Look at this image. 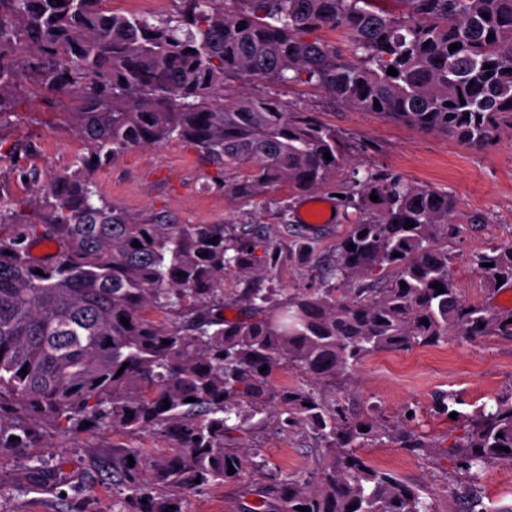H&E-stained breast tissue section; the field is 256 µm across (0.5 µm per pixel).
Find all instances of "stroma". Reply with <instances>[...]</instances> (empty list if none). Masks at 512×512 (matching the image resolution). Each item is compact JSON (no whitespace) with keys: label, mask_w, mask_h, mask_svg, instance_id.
<instances>
[{"label":"stroma","mask_w":512,"mask_h":512,"mask_svg":"<svg viewBox=\"0 0 512 512\" xmlns=\"http://www.w3.org/2000/svg\"><path fill=\"white\" fill-rule=\"evenodd\" d=\"M229 96L274 95L292 115L315 118L356 144L351 167L366 173L388 168L407 180L453 192L458 200L453 222L459 234L448 239L450 272L462 298L512 311V290L488 291L468 265L470 255L493 246L512 245V134L484 151L470 150L438 133H422L406 125L332 102L313 84L269 89L256 84H228ZM14 139L57 140L53 157H37L45 171L61 169L82 151L64 129L47 123L40 109L22 113L8 128ZM190 145L171 141L133 149L97 170L96 180L107 200L128 212L146 216L162 212L177 224H224L248 240L261 242L272 259L248 273L224 278L227 295L246 288L315 289L323 287L336 258V246L356 216L336 204V191H316L315 199L334 201V220L302 224L299 202L281 187L252 200L225 195V179ZM307 240L314 258L297 263L291 250ZM454 395L456 418L440 413L444 395ZM512 394V340L486 336L472 341L448 339L408 352H382L367 357L342 384L339 404L346 415L374 418L389 428L409 427L433 446L417 456L383 436L368 441L361 455L374 468L415 484L434 512H463L458 493L475 484L484 512H512V463H498L479 476L465 472L446 453L454 438L469 429L484 403ZM229 442L265 459L261 470H248L237 482L212 484L185 496V512H244L246 489L270 485L273 479L316 469L314 439L301 427L270 425L260 432H231ZM43 452L46 476L30 470L21 455L0 456V512H130L125 486L112 476L114 446L134 445L149 454L170 453L166 439L132 437L118 431L47 435Z\"/></svg>","instance_id":"stroma-1"}]
</instances>
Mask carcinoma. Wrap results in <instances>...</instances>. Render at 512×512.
<instances>
[{"label": "carcinoma", "instance_id": "cac0c4a2", "mask_svg": "<svg viewBox=\"0 0 512 512\" xmlns=\"http://www.w3.org/2000/svg\"><path fill=\"white\" fill-rule=\"evenodd\" d=\"M107 2L0 0V174L25 182L22 194L0 185V455L45 447L49 428L162 435L168 456L128 446L113 463L136 512H183L184 492L234 480L252 463L225 446L234 420L256 430L273 413L283 427L309 429L321 472L315 486L276 480L246 512H268L272 497L282 512H431L415 485L359 455L390 430L342 418L316 384L380 352L451 337L512 340V312L463 300L449 273L455 196L390 169L352 174L342 202L358 217L336 248V283L284 296L249 288L230 300L224 275L252 271L256 244L222 224L133 215L101 194L95 172L175 139L219 171L247 166L224 181L235 198L335 184L350 144L273 97L220 98L240 80L312 83L350 108L491 148L512 130V0H404L399 14L378 0H182L165 17ZM324 28L343 47L308 39ZM61 91L63 122L84 153L39 181L36 149L3 129ZM470 263L491 291L512 283V246ZM290 367L310 383L273 385ZM392 438L432 451L412 430ZM448 455L468 470L512 463V396L472 420Z\"/></svg>", "mask_w": 512, "mask_h": 512}]
</instances>
